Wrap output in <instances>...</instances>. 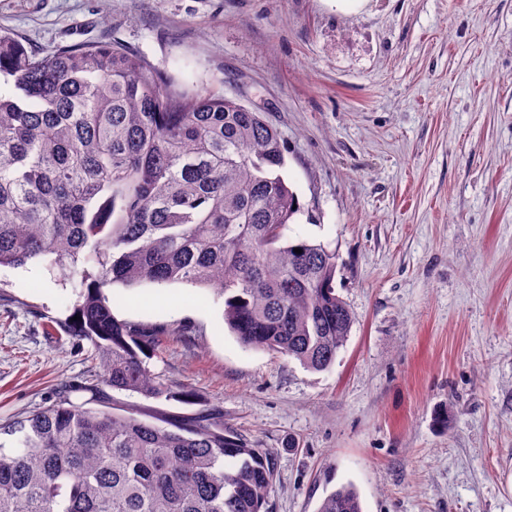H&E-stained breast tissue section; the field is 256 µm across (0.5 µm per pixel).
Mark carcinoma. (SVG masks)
<instances>
[{
    "label": "carcinoma",
    "mask_w": 512,
    "mask_h": 512,
    "mask_svg": "<svg viewBox=\"0 0 512 512\" xmlns=\"http://www.w3.org/2000/svg\"><path fill=\"white\" fill-rule=\"evenodd\" d=\"M0 80V266L48 259L76 281L56 325L90 362L88 398L0 425V512H267L274 453L219 411L164 426L111 406L110 390L197 397L149 368L169 332L116 318L106 288H215L244 347L330 369L353 316L336 253L283 241L301 208L279 133L110 43L40 55L0 33ZM316 512L363 510L343 485Z\"/></svg>",
    "instance_id": "carcinoma-1"
}]
</instances>
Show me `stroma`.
<instances>
[{
  "label": "stroma",
  "instance_id": "obj_1",
  "mask_svg": "<svg viewBox=\"0 0 512 512\" xmlns=\"http://www.w3.org/2000/svg\"><path fill=\"white\" fill-rule=\"evenodd\" d=\"M4 31L112 43L263 113L301 205L288 237L336 252L354 323L324 372L242 346L217 291L110 288L117 318L189 327L149 367L200 398L118 408L221 410L275 451L268 512L347 484L363 512H512V0H0ZM75 299L47 262L0 267V424L85 377L48 325Z\"/></svg>",
  "mask_w": 512,
  "mask_h": 512
}]
</instances>
